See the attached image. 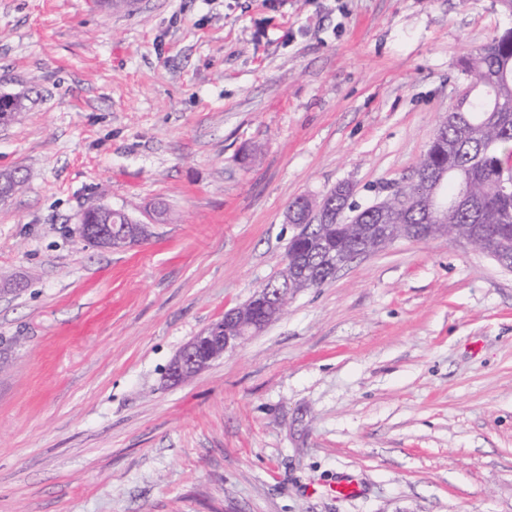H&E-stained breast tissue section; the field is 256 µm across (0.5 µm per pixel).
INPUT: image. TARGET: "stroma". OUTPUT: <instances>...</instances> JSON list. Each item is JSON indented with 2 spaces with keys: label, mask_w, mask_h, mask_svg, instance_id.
Wrapping results in <instances>:
<instances>
[{
  "label": "stroma",
  "mask_w": 512,
  "mask_h": 512,
  "mask_svg": "<svg viewBox=\"0 0 512 512\" xmlns=\"http://www.w3.org/2000/svg\"><path fill=\"white\" fill-rule=\"evenodd\" d=\"M498 0H0V512H512V272L400 240L192 379L296 199L410 181ZM146 224L79 233L99 206ZM100 211L102 213H97L94 210L87 212L82 220L81 224H90L87 227L86 232L89 236H91L92 241L96 246L107 249L114 248H122L131 243L137 242L144 238L147 234L146 225L141 222L135 221L128 216L127 222L128 224H140L139 225V233L136 238H131L127 232V223H125V214L122 212H115L112 208L107 206H101ZM109 218L112 217V224H99L102 222H106L105 215ZM125 224V225H120Z\"/></svg>",
  "instance_id": "35a3bbf8"
}]
</instances>
